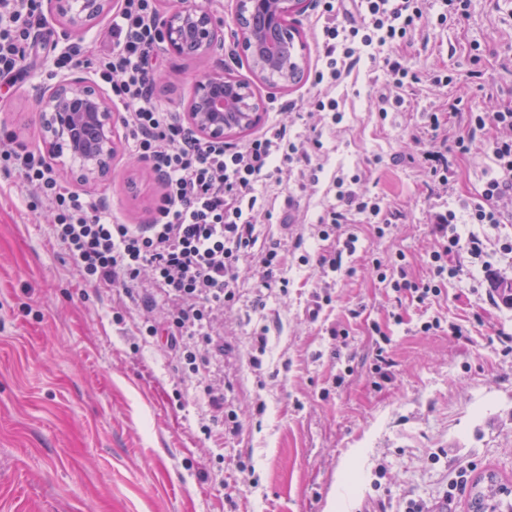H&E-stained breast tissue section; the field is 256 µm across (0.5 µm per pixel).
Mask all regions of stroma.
Segmentation results:
<instances>
[{"mask_svg": "<svg viewBox=\"0 0 512 512\" xmlns=\"http://www.w3.org/2000/svg\"><path fill=\"white\" fill-rule=\"evenodd\" d=\"M296 28L302 80L254 87L266 125L311 89L316 5L298 15ZM475 41L478 78L467 59ZM510 44L512 0H474L468 19L425 26L409 49L413 69L456 73L454 87L424 90L409 109L383 117L384 75L365 59L335 89L339 124L296 121V133L319 136L321 171L305 191L286 179L263 188L272 218L260 225L261 237L301 246L288 250L287 288L258 290V267L239 268L219 364L224 410L239 424L234 436L210 423L203 384L177 375L165 338L138 336L143 309L115 289L84 282L52 237L48 215L29 211L16 178L0 173V512H401L411 498L433 512H471L468 490L446 495L458 471L473 479L492 473L512 488V353L499 337L512 332V308L482 304L490 275L512 279V254L501 250L512 242V223L474 225L491 271L467 255L450 257L459 275L426 304L398 299L371 263L401 255L428 278L438 245L432 210L479 201L490 164L482 153L461 159L452 188L431 202L420 170L391 157L420 152L426 114L447 96L469 98L477 109L512 102V69L499 65ZM234 51L229 40L194 57L160 51L155 95L163 108L186 119L194 82L216 63L249 78L248 59ZM50 83L43 59L31 60L0 98V135L41 149L35 95ZM357 171L366 175L364 189L402 217L381 238L372 225H355L356 253L344 256L341 271L326 272L317 258L341 242L321 239L315 225L336 201V178ZM74 191L140 225L152 218L163 185L123 147L111 178ZM324 293L330 305L311 318L315 296ZM396 311L402 321H394ZM274 320L278 329L257 352L255 336ZM452 323L468 336H451ZM334 328L342 337L331 336ZM381 347L393 365L379 382L372 368Z\"/></svg>", "mask_w": 512, "mask_h": 512, "instance_id": "1", "label": "stroma"}]
</instances>
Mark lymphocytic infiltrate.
I'll use <instances>...</instances> for the list:
<instances>
[{"label":"lymphocytic infiltrate","mask_w":512,"mask_h":512,"mask_svg":"<svg viewBox=\"0 0 512 512\" xmlns=\"http://www.w3.org/2000/svg\"><path fill=\"white\" fill-rule=\"evenodd\" d=\"M433 12L431 0H318L316 32L318 64L306 102L312 116L342 119L340 105L328 92L360 59L362 49L385 50L383 67L389 77L387 93L378 99L379 112L400 109L405 93L422 82L445 89L455 84L448 73L422 76L408 63L405 50L423 23L439 26L465 20L471 0H441ZM44 28L43 0H0V83L11 84L21 71ZM159 36L157 0H121L112 14L105 38H82L47 56V74L84 65L97 82L109 85L112 101L123 110L124 134L132 157L148 164L161 177L164 193L150 224L137 227L114 221L107 206L72 192L52 173L37 150L14 146L0 137V170L17 174L27 190L31 210L47 209L54 237L66 246L81 278L99 288H119L143 308L163 300V319L144 316L138 331L151 338L165 337L181 375L205 380L214 413L224 410V387L208 381L210 359L221 346L216 325L236 302L237 272L241 263L258 262L261 287L282 280L287 257L281 240H259L256 226L268 217L260 181L286 171L297 174L299 189L318 183L313 157L319 139H300L287 122L278 120L245 143H213L163 111L155 97L158 78L156 48ZM494 137H486L487 129ZM424 136L429 144L420 162L434 186L447 189L455 172L449 153L466 156L482 149L493 166L481 190L480 202L468 205L473 224H501L511 217L512 107L480 111L455 98L447 110L427 115ZM362 177L353 174L336 181V202L320 219L319 235L343 234V251L320 255L319 267L339 270L342 257L355 253L358 237L348 226L354 219L376 225L384 235L401 212L383 198L369 196ZM441 238L430 254L431 275L416 279L406 264L388 266L374 260L379 279L391 281L397 293L417 302L440 296L447 278L457 276L449 256L467 253L485 260L483 239L461 235L455 211L433 215Z\"/></svg>","instance_id":"lymphocytic-infiltrate-1"}]
</instances>
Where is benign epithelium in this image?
<instances>
[{
	"label": "benign epithelium",
	"mask_w": 512,
	"mask_h": 512,
	"mask_svg": "<svg viewBox=\"0 0 512 512\" xmlns=\"http://www.w3.org/2000/svg\"><path fill=\"white\" fill-rule=\"evenodd\" d=\"M307 0H241L265 13L272 26H288V18L306 6ZM114 6V0H46L49 17L65 38H78ZM222 25L212 13L175 0L160 22L159 41L174 54L209 53L224 42ZM236 45L251 60L253 81L231 79L224 68L212 71L195 86L188 104L191 128L212 142L226 134L257 125L264 113L253 83L276 75L284 84L299 78V55L266 44L261 35L242 26ZM39 117L45 153L67 168L78 184L98 183L112 175V160L120 148L112 102L93 82L72 75L38 90Z\"/></svg>",
	"instance_id": "1"
}]
</instances>
